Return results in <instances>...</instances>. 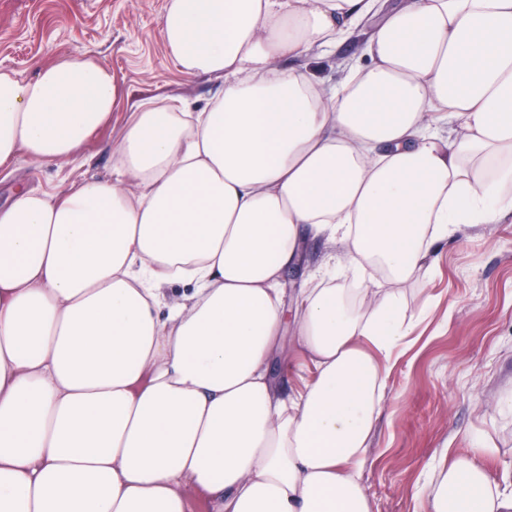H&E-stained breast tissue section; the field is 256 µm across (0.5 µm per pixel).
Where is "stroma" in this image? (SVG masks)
Wrapping results in <instances>:
<instances>
[{"label": "stroma", "mask_w": 512, "mask_h": 512, "mask_svg": "<svg viewBox=\"0 0 512 512\" xmlns=\"http://www.w3.org/2000/svg\"><path fill=\"white\" fill-rule=\"evenodd\" d=\"M166 0H0V65L31 77L48 55L91 56L107 63L120 94L112 123L84 156L41 164L20 158L0 169V207L22 185L47 192L112 171V147L141 103L183 101L200 108L223 80L184 76L160 36ZM358 38L319 59L322 84L337 85L360 63ZM343 246L308 243L303 264L283 278L294 310L314 274L343 258ZM415 314L410 334L381 363L387 374L381 413L362 469L374 512H419L431 467L482 439L496 451L486 462L503 480L512 463V413L500 395L512 388V221L467 228L437 253L436 265L406 291Z\"/></svg>", "instance_id": "1"}]
</instances>
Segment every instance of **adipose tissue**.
<instances>
[{"label": "adipose tissue", "instance_id": "1", "mask_svg": "<svg viewBox=\"0 0 512 512\" xmlns=\"http://www.w3.org/2000/svg\"><path fill=\"white\" fill-rule=\"evenodd\" d=\"M324 88L312 57L368 18ZM167 54L224 83L142 103L112 175L0 208V512H373L361 482L404 287L467 224L512 216V0H167ZM0 66V168L80 155L118 85L86 56ZM342 244L302 298L314 369L278 387L281 280ZM180 284L179 299L166 298ZM477 444L422 512H512Z\"/></svg>", "mask_w": 512, "mask_h": 512}]
</instances>
